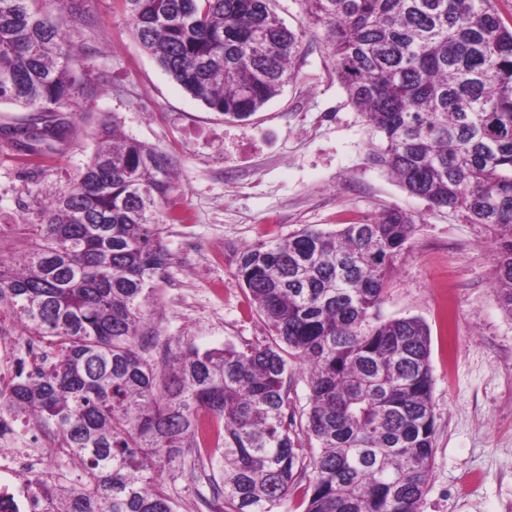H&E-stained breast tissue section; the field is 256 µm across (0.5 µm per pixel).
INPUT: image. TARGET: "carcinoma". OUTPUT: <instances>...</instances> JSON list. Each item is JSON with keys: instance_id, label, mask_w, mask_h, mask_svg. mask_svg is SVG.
<instances>
[{"instance_id": "carcinoma-1", "label": "carcinoma", "mask_w": 512, "mask_h": 512, "mask_svg": "<svg viewBox=\"0 0 512 512\" xmlns=\"http://www.w3.org/2000/svg\"><path fill=\"white\" fill-rule=\"evenodd\" d=\"M0 0V102L30 112L3 132L31 153L73 130L85 87L60 15ZM142 48L187 93L243 120L291 81L303 31L273 0H122ZM349 101L410 194L497 234L494 288L512 314V27L494 0H302ZM78 183L53 198L36 245L0 259V312L53 358L17 376L3 405L32 414L83 467L38 483L42 512H174L161 480L181 448L219 454L224 512H421L434 457L431 338L379 309L414 215L335 231L304 226L242 252L237 274L272 341L165 361L149 307L169 264L160 225L173 162L107 122ZM308 367L290 408L289 359ZM305 433L316 448L299 438Z\"/></svg>"}]
</instances>
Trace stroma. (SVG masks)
I'll use <instances>...</instances> for the list:
<instances>
[{"label": "stroma", "instance_id": "stroma-1", "mask_svg": "<svg viewBox=\"0 0 512 512\" xmlns=\"http://www.w3.org/2000/svg\"><path fill=\"white\" fill-rule=\"evenodd\" d=\"M63 14L88 88L74 132L33 154L2 134L26 110L0 103V258L28 249L48 196L69 192L97 148L101 122L168 153L178 180L163 226L170 265L156 295L160 337L145 350L262 344L269 330L237 276L248 246L305 225L333 231L390 210L417 215L412 248L396 261L383 318L417 317L431 333L436 449L421 512H512V314L493 292L492 229L410 195L371 158L374 137L350 103L323 33L302 0L275 10L304 30L296 76L247 120L209 111L148 56L122 0H83ZM175 512H193L222 481L216 461L183 449L162 473Z\"/></svg>", "mask_w": 512, "mask_h": 512}]
</instances>
